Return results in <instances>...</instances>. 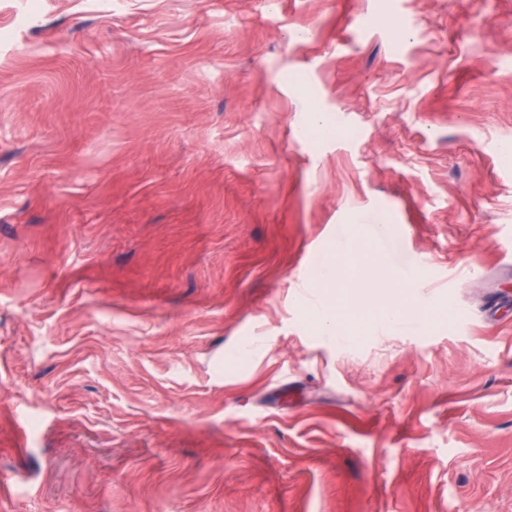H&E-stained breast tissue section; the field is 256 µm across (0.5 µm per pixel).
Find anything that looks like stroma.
<instances>
[{"instance_id": "1", "label": "stroma", "mask_w": 512, "mask_h": 512, "mask_svg": "<svg viewBox=\"0 0 512 512\" xmlns=\"http://www.w3.org/2000/svg\"><path fill=\"white\" fill-rule=\"evenodd\" d=\"M510 143L512 0H0V512H512ZM367 255L362 251H350L340 261H331L327 264L321 265L315 270L314 278L320 287L325 286L330 282L336 283V277L340 271L347 274V281L345 288H351L353 282H358L367 268Z\"/></svg>"}]
</instances>
